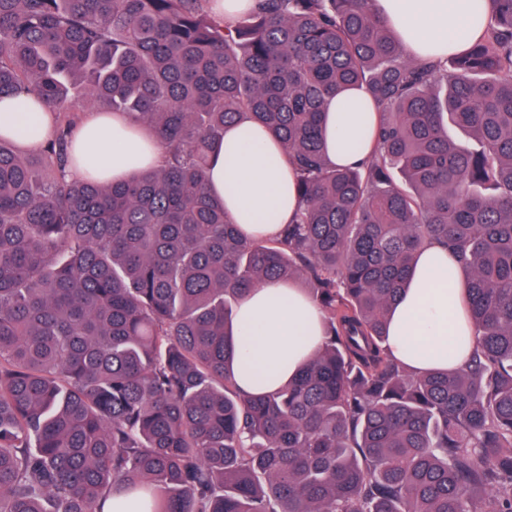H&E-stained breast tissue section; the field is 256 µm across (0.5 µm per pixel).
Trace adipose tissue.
<instances>
[{
  "mask_svg": "<svg viewBox=\"0 0 512 512\" xmlns=\"http://www.w3.org/2000/svg\"><path fill=\"white\" fill-rule=\"evenodd\" d=\"M376 16L401 38L407 54L416 60H443L463 51L477 39L479 21L489 20L490 0H374ZM363 93L351 89L333 101L324 116L326 152L336 166L355 165L366 154L354 150L367 139L376 120L365 111ZM54 116L34 111L29 97L0 101V133L12 136L22 149H40L50 138ZM76 162L71 177L95 176L122 182L133 173L160 167L165 153L157 139L148 137L123 114L90 112L75 131ZM278 145L262 129L244 134L242 126L226 128L220 148L211 157L208 188L223 198L224 210L245 232L267 239L281 225L296 223L303 204L295 186V171L278 154ZM278 155L270 163V155ZM234 193H227V186ZM272 212L276 221L259 223ZM409 286L390 314L389 350L410 372L423 373L448 366V339L456 337L458 361L474 346L458 278L456 258L447 248L428 243L419 250ZM243 367L238 386L251 394L274 390L298 375L317 349L322 336V314L297 284L271 280L250 289L237 308Z\"/></svg>",
  "mask_w": 512,
  "mask_h": 512,
  "instance_id": "adipose-tissue-1",
  "label": "adipose tissue"
}]
</instances>
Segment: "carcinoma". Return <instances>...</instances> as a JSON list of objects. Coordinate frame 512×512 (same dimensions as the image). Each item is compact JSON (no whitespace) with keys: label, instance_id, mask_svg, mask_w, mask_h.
I'll return each instance as SVG.
<instances>
[{"label":"carcinoma","instance_id":"1","mask_svg":"<svg viewBox=\"0 0 512 512\" xmlns=\"http://www.w3.org/2000/svg\"><path fill=\"white\" fill-rule=\"evenodd\" d=\"M448 67L407 57L369 0H0V95L55 114L36 155L0 137V512H512V0ZM165 163L67 178L71 89ZM378 112L354 167L325 154L348 87ZM263 127L304 208L247 236L207 189L234 123ZM458 258L477 342L413 374L389 313L419 247ZM301 282L320 347L246 394L247 290ZM254 5L253 0H213L210 3L212 10L224 20L231 22L241 13Z\"/></svg>","mask_w":512,"mask_h":512}]
</instances>
